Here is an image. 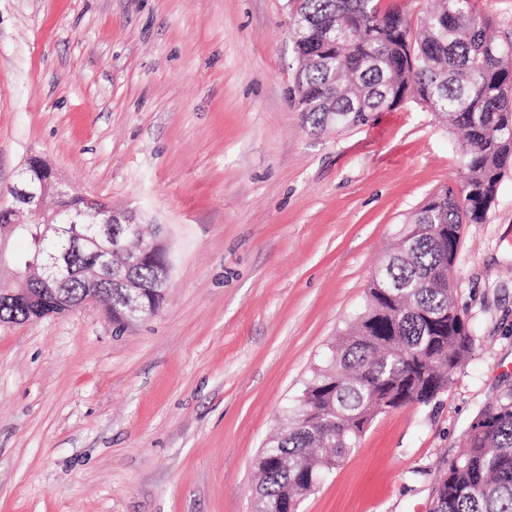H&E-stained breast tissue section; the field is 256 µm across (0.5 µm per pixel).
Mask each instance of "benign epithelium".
<instances>
[{"label":"benign epithelium","mask_w":512,"mask_h":512,"mask_svg":"<svg viewBox=\"0 0 512 512\" xmlns=\"http://www.w3.org/2000/svg\"><path fill=\"white\" fill-rule=\"evenodd\" d=\"M68 196L70 184L51 165L38 156L28 158L11 186V200L0 209L4 212V223L0 225V266L6 261L9 237L18 228L34 222L43 226V238L65 236L76 247L91 244L93 249L87 261L77 267L73 266L70 250L53 248L43 252L39 260L15 267L17 287L0 292V303L31 309L46 317L53 308L66 312L102 298L101 271L111 269L113 260L121 259L128 271L145 259L146 252L130 248L123 237L124 232L138 225L133 216L117 213L102 200L89 197L85 198L84 208L66 214L59 207L49 211L44 206L49 197L59 202ZM62 215L65 223L60 224L58 218ZM74 275L85 283V293L75 303L61 296L62 288ZM123 284L127 293L115 306L131 324L145 317L143 289L127 279Z\"/></svg>","instance_id":"obj_1"}]
</instances>
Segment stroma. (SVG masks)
Masks as SVG:
<instances>
[{
  "mask_svg": "<svg viewBox=\"0 0 512 512\" xmlns=\"http://www.w3.org/2000/svg\"><path fill=\"white\" fill-rule=\"evenodd\" d=\"M288 0H0V192L38 155L168 241L166 301L0 325V512H253L254 464L455 136L411 102L313 128ZM476 329L428 405L379 415L301 512H433L512 389V164L452 271Z\"/></svg>",
  "mask_w": 512,
  "mask_h": 512,
  "instance_id": "1",
  "label": "stroma"
}]
</instances>
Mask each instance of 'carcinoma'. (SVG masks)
<instances>
[{
	"label": "carcinoma",
	"instance_id": "carcinoma-1",
	"mask_svg": "<svg viewBox=\"0 0 512 512\" xmlns=\"http://www.w3.org/2000/svg\"><path fill=\"white\" fill-rule=\"evenodd\" d=\"M289 37L300 59L296 89L313 125L336 118L362 122L407 98L450 128L457 141L460 187L445 188L413 213L400 242L382 259L364 306L329 348L279 435L256 460V512H292L356 447L373 420L409 405H427L448 389L471 357L474 330L456 305L450 272L465 224L482 223L512 159V41L471 0H437L416 25L400 8L374 0H299ZM330 64L314 61L321 46ZM27 250L42 248L40 227L16 231ZM127 275L153 285L164 276L149 260ZM30 320L22 307L0 305V322ZM483 430L470 426L462 454L448 460L438 497L444 512H512V391L500 396Z\"/></svg>",
	"mask_w": 512,
	"mask_h": 512
}]
</instances>
